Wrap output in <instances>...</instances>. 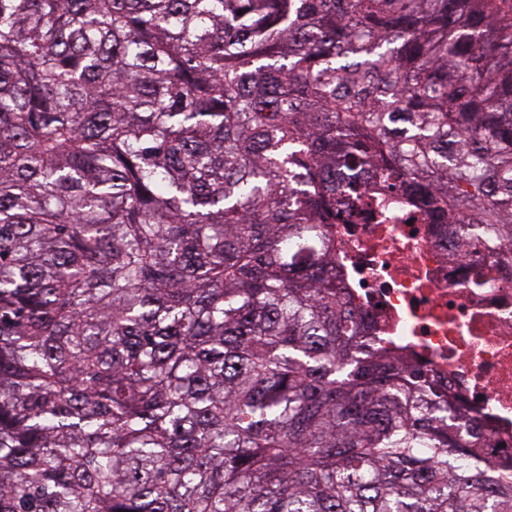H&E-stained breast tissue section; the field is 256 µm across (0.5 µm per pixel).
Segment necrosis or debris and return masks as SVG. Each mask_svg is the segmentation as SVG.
I'll return each instance as SVG.
<instances>
[{"mask_svg": "<svg viewBox=\"0 0 512 512\" xmlns=\"http://www.w3.org/2000/svg\"><path fill=\"white\" fill-rule=\"evenodd\" d=\"M336 268L386 345L460 393L487 425L482 458L512 481V254L489 267L448 258L456 242L409 207L384 198L375 220L332 226Z\"/></svg>", "mask_w": 512, "mask_h": 512, "instance_id": "obj_1", "label": "necrosis or debris"}]
</instances>
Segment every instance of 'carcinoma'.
Listing matches in <instances>:
<instances>
[{
	"instance_id": "carcinoma-1",
	"label": "carcinoma",
	"mask_w": 512,
	"mask_h": 512,
	"mask_svg": "<svg viewBox=\"0 0 512 512\" xmlns=\"http://www.w3.org/2000/svg\"><path fill=\"white\" fill-rule=\"evenodd\" d=\"M366 168L512 247V0H0V512H512L344 297Z\"/></svg>"
}]
</instances>
